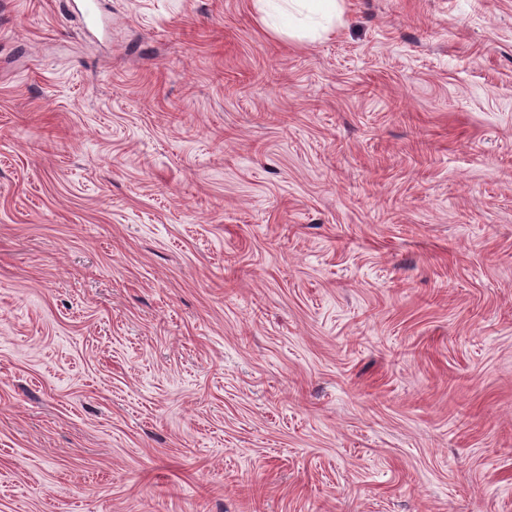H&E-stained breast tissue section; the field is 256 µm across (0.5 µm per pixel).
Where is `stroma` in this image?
Listing matches in <instances>:
<instances>
[{"label": "stroma", "instance_id": "1", "mask_svg": "<svg viewBox=\"0 0 512 512\" xmlns=\"http://www.w3.org/2000/svg\"><path fill=\"white\" fill-rule=\"evenodd\" d=\"M0 0V512H512V0ZM269 4V16L273 24L278 20L281 28H285L282 25V19L285 16L290 17V13H285L282 6L279 3H300L301 14L303 10L307 11V15H320L329 20L339 18L341 14V6L338 0H264Z\"/></svg>", "mask_w": 512, "mask_h": 512}]
</instances>
